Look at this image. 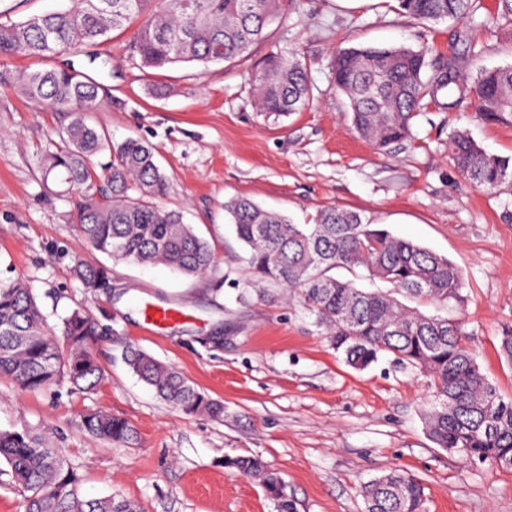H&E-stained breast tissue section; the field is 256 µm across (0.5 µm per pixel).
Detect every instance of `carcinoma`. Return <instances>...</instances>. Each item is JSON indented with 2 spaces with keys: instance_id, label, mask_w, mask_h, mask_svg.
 <instances>
[{
  "instance_id": "obj_1",
  "label": "carcinoma",
  "mask_w": 512,
  "mask_h": 512,
  "mask_svg": "<svg viewBox=\"0 0 512 512\" xmlns=\"http://www.w3.org/2000/svg\"><path fill=\"white\" fill-rule=\"evenodd\" d=\"M474 2L400 0V7L420 22L436 23L469 18ZM298 7L299 0H81L75 9L0 22L1 58L56 60L44 70L0 69V86L14 89L35 107L70 113L60 142L44 155L40 170L44 182L77 191L73 221L93 249L115 261L163 264L190 277L217 271L209 243L180 212L153 202L166 187L153 148L137 139L114 144L90 123L104 88L75 66L74 57L95 62L94 47L113 31L131 27L129 49L141 67L193 64L203 72L249 55L271 24ZM430 54L424 46H359L336 55L333 85L348 100L357 133L376 148L408 138L414 113L441 92L449 110L475 99L484 120L512 124L511 65L482 70L470 81L456 62ZM447 68L455 79L446 78ZM250 81L259 112L287 116L309 105L307 64L294 52H270ZM104 152L109 161L96 165L94 158ZM451 158L478 188L512 178V161L486 153L464 133L454 135ZM224 211L258 281L299 291L349 366L362 370L391 354L429 377L434 391L425 419L437 447L466 460L512 468V397L503 396L482 372L461 323L425 315L398 299L462 304L465 280L457 265L363 223L355 211L324 207L314 223L295 224L244 197ZM335 269L354 275L363 270L391 289L364 290L331 275ZM76 274L88 288L109 282L103 266L80 262ZM101 335L99 322L77 309L65 318L62 336H55L32 288L21 279L0 283V378H10L21 390L45 392L63 381L83 392L96 388L103 372L94 344ZM126 361L157 396L184 414L224 416V403L177 368L136 348L127 350ZM82 428L116 444L135 437L127 419L103 411L84 415ZM2 462L24 494L25 512H142L126 499L84 498L77 469L27 429L0 431ZM226 464L257 477L277 512H295L282 482L261 461L240 456ZM362 497L364 512H423L421 481L399 470L368 481Z\"/></svg>"
}]
</instances>
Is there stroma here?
Segmentation results:
<instances>
[{
  "label": "stroma",
  "instance_id": "1",
  "mask_svg": "<svg viewBox=\"0 0 512 512\" xmlns=\"http://www.w3.org/2000/svg\"><path fill=\"white\" fill-rule=\"evenodd\" d=\"M482 2L472 18L425 24L397 0H300L247 58L204 71L142 70L126 31L99 45V60L76 57L104 87L93 124L113 142L154 147L167 177L161 205L183 213L219 261L206 278L111 263L87 244L70 220L73 193L40 179L65 114L0 87V282L27 280L54 333L79 307L108 329L97 345L104 380L94 391L65 382L30 393L0 380V430L39 434L79 470L84 496L122 497L143 512H276L257 480L226 466L238 456L276 472L297 512H364L363 484L394 469L421 480L424 512H512V469L467 461L429 438L424 373L390 355L363 370L348 366L300 297L252 286L224 212L247 197L309 224L336 206L447 257L464 273V307H417L463 322L482 372L512 396V365L498 353L512 326V181L475 187L449 149L462 131L488 153L511 156L512 125L486 122L469 104L432 105L414 117L410 139L379 150L353 129L331 74L337 53L359 45H433L469 77L512 65V23L491 22L496 0ZM277 50L307 62L314 95L279 119L256 111L249 81ZM80 261L109 264L111 289L87 288L74 274ZM146 301L178 306L185 317L151 333L141 317ZM130 347L223 401V418L188 416L158 398L127 366ZM93 410L128 419L135 440L89 436L81 420Z\"/></svg>",
  "mask_w": 512,
  "mask_h": 512
}]
</instances>
